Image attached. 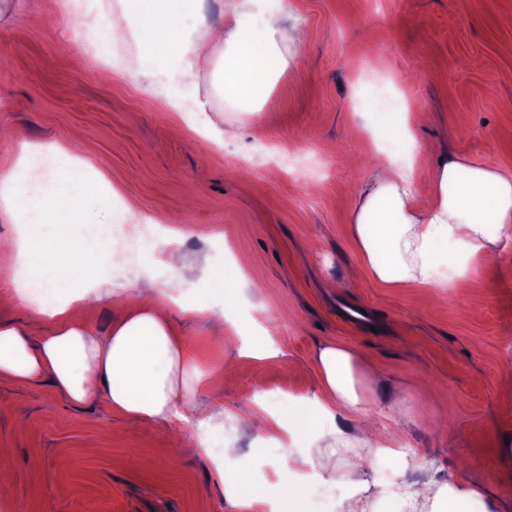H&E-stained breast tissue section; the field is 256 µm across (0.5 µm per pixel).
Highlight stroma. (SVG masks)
<instances>
[{
    "label": "stroma",
    "mask_w": 512,
    "mask_h": 512,
    "mask_svg": "<svg viewBox=\"0 0 512 512\" xmlns=\"http://www.w3.org/2000/svg\"><path fill=\"white\" fill-rule=\"evenodd\" d=\"M75 0H8L0 13V174H18L29 150L53 165L29 197L67 190L92 196L83 224H53L47 239L98 259L94 279L53 285L67 298L113 279L163 285L168 246L216 271L246 254L243 302L225 308L210 279L178 291L241 323L258 321L280 354L256 369L243 341L210 343L205 321L184 324L202 373L224 369L226 412L209 421L210 447L232 444L224 469L269 489L283 445L239 432L237 415L263 400L287 414L317 391L314 355L326 342L379 363L384 384L366 389L369 416L400 429L405 460L366 456L364 475L382 485L428 476L482 486L495 512H512V247L469 270L444 300L431 290L387 288L348 278L361 254L350 233L353 189L374 157L416 152L417 193L445 155L512 172V0H288L301 43L282 44L288 66L261 108L227 104L213 69L193 88L184 59L141 76L132 38L100 50L123 58L102 68L66 31L85 26ZM422 113L416 142L389 136L401 100ZM79 165L80 179L61 170ZM133 265L112 266L122 240ZM361 309L352 324L341 305ZM24 415L25 427L15 425ZM172 430L114 415L105 401L71 405L47 382H0V512H244L214 484L210 457L180 459ZM342 486L306 484L296 512H342Z\"/></svg>",
    "instance_id": "obj_1"
}]
</instances>
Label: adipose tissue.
Masks as SVG:
<instances>
[{
	"mask_svg": "<svg viewBox=\"0 0 512 512\" xmlns=\"http://www.w3.org/2000/svg\"><path fill=\"white\" fill-rule=\"evenodd\" d=\"M184 4L201 8L199 0H123L118 22L108 27L109 39L122 40L125 21L138 19L137 36L149 69L163 68L170 54L184 51L181 79L188 86L196 85L214 49L223 47L219 87L225 102L247 106L264 97L273 78L288 66L280 42L296 39L282 13L261 10L260 0H228L223 24L199 20L185 45ZM416 174L412 159L381 157L356 191L350 230L362 266L375 281L388 288L424 286L439 295L447 283L433 278L430 269L440 250L459 247L465 259L484 263L512 245V173L446 157L432 169L433 189L422 200L412 189ZM0 203L30 214L15 245L20 277L14 289L0 291V303L12 302L21 288L93 277V256L61 251L42 232L48 224L84 222L78 197L59 191L40 199L31 212L5 175L0 177ZM133 292L134 303L113 318L104 334L79 319L68 303L49 311V328L38 336L26 325L0 322V381L27 388L47 379L74 404L101 398L118 417L150 427L171 426L174 416L193 407L201 388H221L223 372L216 368L201 378L196 349L174 319L166 291ZM314 364L319 389L313 398L295 400L285 417L265 410L238 420L242 433L259 428L281 444L297 432L310 434L304 453L282 461V472L294 478L289 501H297L310 478L333 484L344 476V512H492L483 488L474 483L426 480L409 493L362 478L363 453L389 450L397 435L362 423L348 430L337 419L366 410L356 372L373 382L382 373L360 352L334 343L317 349Z\"/></svg>",
	"mask_w": 512,
	"mask_h": 512,
	"instance_id": "adipose-tissue-1",
	"label": "adipose tissue"
}]
</instances>
